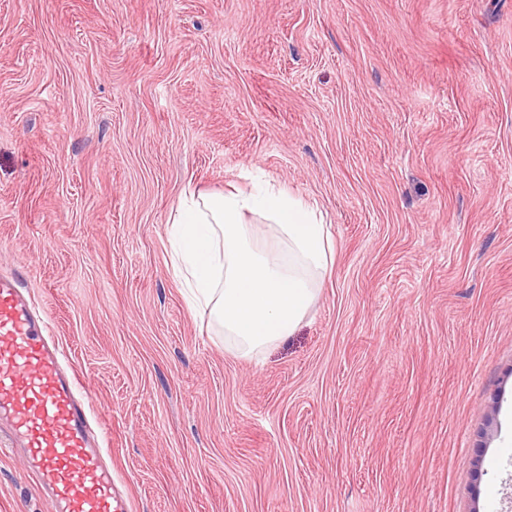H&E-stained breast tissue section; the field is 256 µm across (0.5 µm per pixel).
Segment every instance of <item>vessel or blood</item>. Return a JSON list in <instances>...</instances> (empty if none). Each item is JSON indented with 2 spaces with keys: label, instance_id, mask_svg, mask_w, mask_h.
Returning a JSON list of instances; mask_svg holds the SVG:
<instances>
[{
  "label": "vessel or blood",
  "instance_id": "obj_1",
  "mask_svg": "<svg viewBox=\"0 0 512 512\" xmlns=\"http://www.w3.org/2000/svg\"><path fill=\"white\" fill-rule=\"evenodd\" d=\"M89 396L17 276L0 274V421L25 449L53 512H128L94 433Z\"/></svg>",
  "mask_w": 512,
  "mask_h": 512
}]
</instances>
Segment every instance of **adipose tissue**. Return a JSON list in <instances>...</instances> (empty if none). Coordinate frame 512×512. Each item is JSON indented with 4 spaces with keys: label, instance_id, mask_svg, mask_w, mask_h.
Instances as JSON below:
<instances>
[{
    "label": "adipose tissue",
    "instance_id": "adipose-tissue-1",
    "mask_svg": "<svg viewBox=\"0 0 512 512\" xmlns=\"http://www.w3.org/2000/svg\"><path fill=\"white\" fill-rule=\"evenodd\" d=\"M274 230L262 239L246 215ZM172 266L189 302L246 354L291 335L316 300L314 278L333 263L326 224L304 201L256 188L187 192L168 231Z\"/></svg>",
    "mask_w": 512,
    "mask_h": 512
}]
</instances>
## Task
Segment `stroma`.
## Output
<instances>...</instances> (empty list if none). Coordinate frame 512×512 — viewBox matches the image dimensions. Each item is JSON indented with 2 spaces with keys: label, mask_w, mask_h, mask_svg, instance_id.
<instances>
[{
  "label": "stroma",
  "mask_w": 512,
  "mask_h": 512,
  "mask_svg": "<svg viewBox=\"0 0 512 512\" xmlns=\"http://www.w3.org/2000/svg\"><path fill=\"white\" fill-rule=\"evenodd\" d=\"M262 177L333 266L245 355L168 228ZM132 512H512V0H0V270ZM0 512H50L0 439Z\"/></svg>",
  "instance_id": "1"
}]
</instances>
